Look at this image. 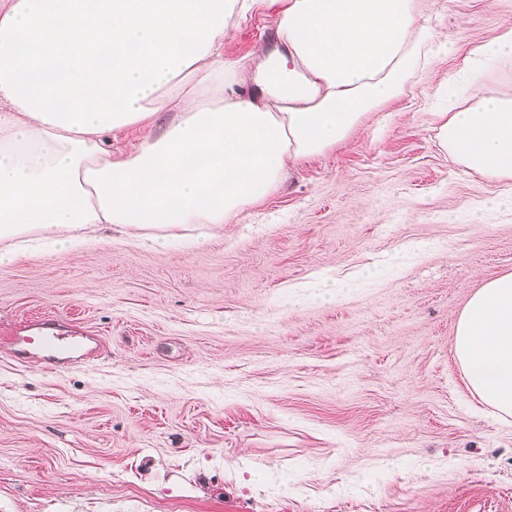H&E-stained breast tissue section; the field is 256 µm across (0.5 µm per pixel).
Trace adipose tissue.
I'll return each mask as SVG.
<instances>
[{
	"instance_id": "ef3b65f1",
	"label": "adipose tissue",
	"mask_w": 512,
	"mask_h": 512,
	"mask_svg": "<svg viewBox=\"0 0 512 512\" xmlns=\"http://www.w3.org/2000/svg\"><path fill=\"white\" fill-rule=\"evenodd\" d=\"M274 9L275 50L239 69L233 19ZM426 0H0V263L68 252L112 226L167 247L236 223L289 164L345 143L447 52ZM145 135L131 150L112 139ZM466 172L512 179V95L438 113ZM454 357L493 417H512V273L486 281Z\"/></svg>"
}]
</instances>
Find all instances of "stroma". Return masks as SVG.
Here are the masks:
<instances>
[{
	"label": "stroma",
	"instance_id": "35a3bbf8",
	"mask_svg": "<svg viewBox=\"0 0 512 512\" xmlns=\"http://www.w3.org/2000/svg\"><path fill=\"white\" fill-rule=\"evenodd\" d=\"M427 11L448 53L203 245L116 231L0 264V512H512V418L452 352L470 295L512 273V212L486 206L512 180L465 173L432 117L512 93V63L471 80L512 0ZM274 27L236 17L225 60ZM46 330L83 358L16 342Z\"/></svg>",
	"mask_w": 512,
	"mask_h": 512
}]
</instances>
